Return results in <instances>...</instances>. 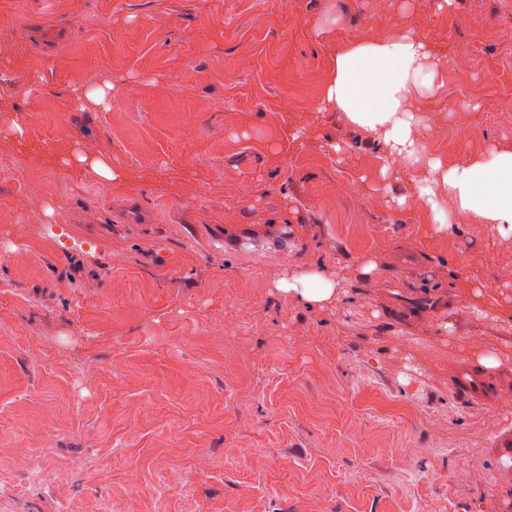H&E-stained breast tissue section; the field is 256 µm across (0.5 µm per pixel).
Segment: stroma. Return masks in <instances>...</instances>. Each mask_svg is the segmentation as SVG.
Segmentation results:
<instances>
[{
	"label": "stroma",
	"mask_w": 512,
	"mask_h": 512,
	"mask_svg": "<svg viewBox=\"0 0 512 512\" xmlns=\"http://www.w3.org/2000/svg\"><path fill=\"white\" fill-rule=\"evenodd\" d=\"M406 32L385 172L319 102ZM503 149L512 0H0V512H512V234L416 192ZM425 70L432 75L426 93L432 94L433 80L443 85L436 52L416 34L349 45L335 56L323 102L344 112L354 125L383 134L382 171L388 170L390 161L407 168L424 151L414 134L412 103L418 96L416 77ZM280 289L293 292L306 302H323L331 299L336 292V284L321 274L302 275L289 280L281 279Z\"/></svg>",
	"instance_id": "obj_1"
}]
</instances>
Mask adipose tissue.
<instances>
[{
  "mask_svg": "<svg viewBox=\"0 0 512 512\" xmlns=\"http://www.w3.org/2000/svg\"><path fill=\"white\" fill-rule=\"evenodd\" d=\"M424 71L433 79L441 77L435 50L419 35L350 45L335 56L324 102L344 112L354 125L381 132L386 161L408 167L424 151L414 133L412 110L418 95L416 77ZM430 166L458 211L475 223L495 224L512 233V150L453 166L436 158Z\"/></svg>",
  "mask_w": 512,
  "mask_h": 512,
  "instance_id": "1",
  "label": "adipose tissue"
}]
</instances>
